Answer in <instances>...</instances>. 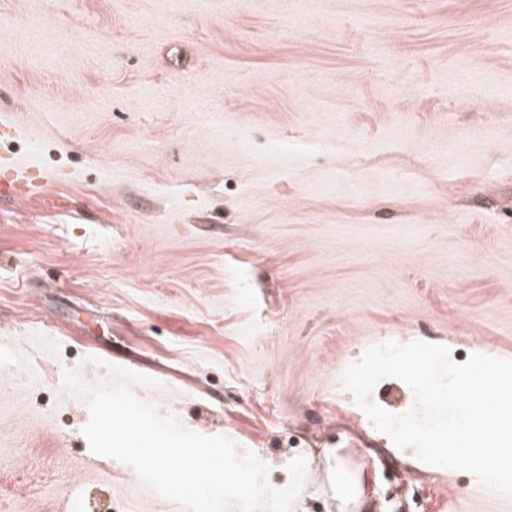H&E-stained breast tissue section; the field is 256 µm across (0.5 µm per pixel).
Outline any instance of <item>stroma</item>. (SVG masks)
I'll return each instance as SVG.
<instances>
[{"label":"stroma","instance_id":"35a3bbf8","mask_svg":"<svg viewBox=\"0 0 512 512\" xmlns=\"http://www.w3.org/2000/svg\"><path fill=\"white\" fill-rule=\"evenodd\" d=\"M0 121L47 175L0 194V512H189L89 448L117 367L280 483L512 512L336 394L385 336L512 359V0H0ZM336 448V466L327 470V483L336 501L339 512L360 511L371 501L374 489H371L370 477L361 470L353 471L343 462ZM290 469L293 472V480L288 486V510L290 512H301L302 500L308 492L309 483H313V473L317 471V466L314 469L306 464L303 467H297L295 462L291 463Z\"/></svg>","mask_w":512,"mask_h":512}]
</instances>
